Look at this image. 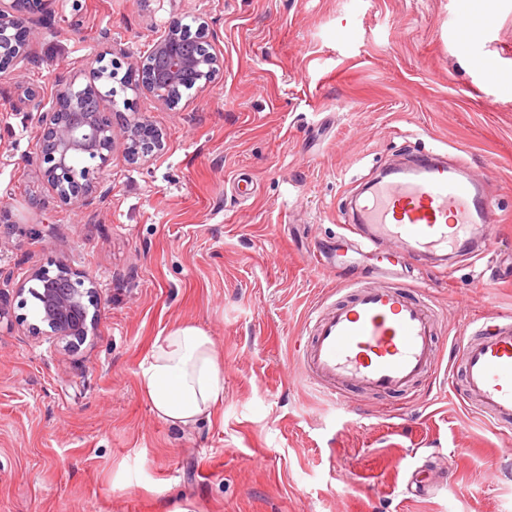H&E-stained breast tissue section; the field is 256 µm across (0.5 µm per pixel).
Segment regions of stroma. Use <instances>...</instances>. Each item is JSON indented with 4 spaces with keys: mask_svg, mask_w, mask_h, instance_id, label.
I'll list each match as a JSON object with an SVG mask.
<instances>
[{
    "mask_svg": "<svg viewBox=\"0 0 512 512\" xmlns=\"http://www.w3.org/2000/svg\"><path fill=\"white\" fill-rule=\"evenodd\" d=\"M54 0L28 62L0 70V512H512V432L448 386L465 323L512 311V0ZM208 19L224 62L176 106L119 91L114 130L163 133L150 161L115 145L99 199L60 204L29 96L87 59L125 73L175 21ZM493 63L496 81L486 78ZM464 160L504 222L496 254L401 287L440 314V369L413 397L351 388L350 426L304 380L294 344L338 286L314 264L348 198L417 152ZM88 274L98 323L76 349L34 336L16 291L49 260ZM205 330L224 402L183 429L137 372L157 337ZM433 484L417 497L413 472Z\"/></svg>",
    "mask_w": 512,
    "mask_h": 512,
    "instance_id": "1",
    "label": "stroma"
}]
</instances>
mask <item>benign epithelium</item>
I'll return each mask as SVG.
<instances>
[{"label": "benign epithelium", "instance_id": "benign-epithelium-1", "mask_svg": "<svg viewBox=\"0 0 512 512\" xmlns=\"http://www.w3.org/2000/svg\"><path fill=\"white\" fill-rule=\"evenodd\" d=\"M50 3L52 0H0V69L28 59L38 13ZM222 63L217 47L203 57L188 52L175 22L131 60L127 77L157 101L170 105L189 76H200L194 84L200 91ZM87 73L86 82L74 78L60 81L48 101L35 104L44 125L41 155L47 164V183L56 198L70 207L91 203L99 169L95 162L105 159L116 139L98 97V85L112 81V71L91 66ZM122 139L133 160L139 159L143 145L162 144L158 130L139 119L127 124ZM29 280L42 285V322L50 328L51 338L72 345L87 334L88 325L97 318L89 315V308L98 307L96 288L87 276L52 259Z\"/></svg>", "mask_w": 512, "mask_h": 512}]
</instances>
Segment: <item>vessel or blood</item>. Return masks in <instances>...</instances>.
Wrapping results in <instances>:
<instances>
[{"instance_id": "obj_1", "label": "vessel or blood", "mask_w": 512, "mask_h": 512, "mask_svg": "<svg viewBox=\"0 0 512 512\" xmlns=\"http://www.w3.org/2000/svg\"><path fill=\"white\" fill-rule=\"evenodd\" d=\"M499 214L462 162L421 154L388 169L370 186L346 230L360 254L391 242L395 260L376 265L379 286L347 282L348 301H318L298 345L306 381L346 409L348 387L374 394L411 392L439 369L434 313L393 287L401 269L433 255L447 262L462 250L479 258L494 249ZM467 406L498 429L512 428V313L469 321L458 351Z\"/></svg>"}]
</instances>
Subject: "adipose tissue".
<instances>
[{
    "label": "adipose tissue",
    "instance_id": "adipose-tissue-1",
    "mask_svg": "<svg viewBox=\"0 0 512 512\" xmlns=\"http://www.w3.org/2000/svg\"><path fill=\"white\" fill-rule=\"evenodd\" d=\"M138 379L156 416L182 428L211 418L224 400V377L213 339L193 325L158 337L140 365Z\"/></svg>",
    "mask_w": 512,
    "mask_h": 512
}]
</instances>
